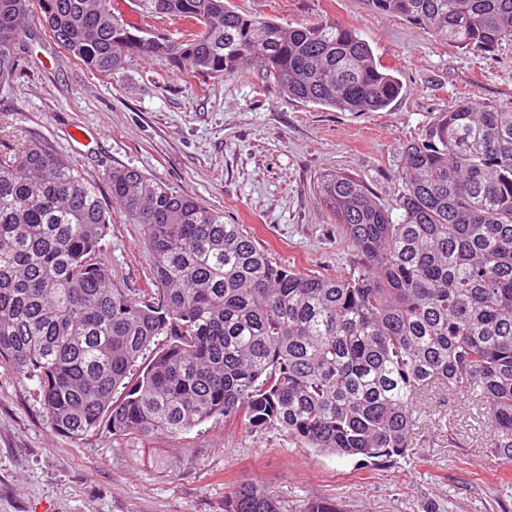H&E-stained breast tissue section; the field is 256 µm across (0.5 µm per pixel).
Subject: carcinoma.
Returning a JSON list of instances; mask_svg holds the SVG:
<instances>
[{"label":"carcinoma","instance_id":"obj_1","mask_svg":"<svg viewBox=\"0 0 512 512\" xmlns=\"http://www.w3.org/2000/svg\"><path fill=\"white\" fill-rule=\"evenodd\" d=\"M477 54L512 42V0H365ZM177 39L112 0H0V84L39 24L86 69L112 76L164 56L198 80L257 64L293 99L377 112L403 86L356 29H284L224 0H139ZM400 217L357 179L317 189L354 258L344 277L283 267L242 224L135 168L108 174L112 205L140 225L151 287L112 278L98 188L45 140L0 149V363L35 383L42 413L79 443L175 437L217 416L367 463L405 455L421 404L463 392L512 464V109L458 100L402 150ZM160 346L140 361L151 344ZM224 512H279L259 487Z\"/></svg>","mask_w":512,"mask_h":512}]
</instances>
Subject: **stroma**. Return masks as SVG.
Returning a JSON list of instances; mask_svg holds the SVG:
<instances>
[{
  "instance_id": "1",
  "label": "stroma",
  "mask_w": 512,
  "mask_h": 512,
  "mask_svg": "<svg viewBox=\"0 0 512 512\" xmlns=\"http://www.w3.org/2000/svg\"><path fill=\"white\" fill-rule=\"evenodd\" d=\"M232 10L297 27L355 28L399 71L401 96L381 112H339L289 98L255 67L232 77L181 75L163 57L90 72L48 34L24 37L21 72L0 90V121L47 140L109 199L107 175L132 167L242 224L277 263L325 276L350 270L352 248L316 189L327 170L356 177L397 211L403 144L440 112L474 98L512 107V44L493 55L450 46L364 0H227ZM113 276L146 287L152 259L139 225L114 216L104 240ZM34 384L0 365V512H224L250 483L300 512L332 499L345 512H512V469L462 397L424 406L405 456L375 465L300 447L217 417L171 438L107 431L75 444L56 433Z\"/></svg>"
}]
</instances>
